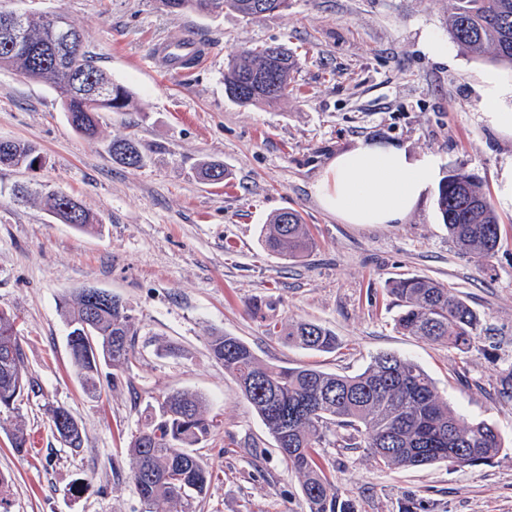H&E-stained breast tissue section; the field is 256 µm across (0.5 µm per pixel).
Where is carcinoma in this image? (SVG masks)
<instances>
[{"mask_svg": "<svg viewBox=\"0 0 512 512\" xmlns=\"http://www.w3.org/2000/svg\"><path fill=\"white\" fill-rule=\"evenodd\" d=\"M170 11L219 14L231 8L245 17L271 14L288 7V0H160ZM57 13H23L22 35L5 39L8 14L0 11V70L49 84L60 98L70 125L82 135H98L103 112H122L133 104L131 93L99 70L87 50L86 35L70 25V43L59 42ZM452 38L465 50L512 65V0H456L450 20ZM295 61L288 49L265 46L244 49L224 70V88L241 104L274 102L288 94ZM112 160L131 168L144 165L141 145L132 139L108 145ZM46 157L35 146L0 140V165L31 171ZM198 174L212 183L224 181V164L204 161ZM448 235L462 250L480 259L490 257L499 239V220L477 179L453 171L440 182L436 199ZM45 204L56 219L85 230L99 223L81 201L61 190L45 193ZM266 246L287 258L312 248L307 225L296 211L273 214L264 225ZM389 293L399 302V329L412 336L442 341L460 353L472 346L480 318L461 297L431 278L412 276L392 281ZM82 289L64 301L67 345L80 385L88 394L101 393L120 382L118 372L135 357V322L116 296L96 305ZM16 317L0 310V415L14 413L16 402L32 384L17 339ZM267 330L301 349L330 352L336 336L306 320L284 324L271 319ZM211 356L224 366L272 436L275 448L302 478L308 512H351L339 501L336 484L319 460L318 448L339 444L364 446L384 467H422L448 462L476 466L502 449L498 430L485 421L464 423L440 398L427 372L417 363L391 353L375 356L355 376L315 367L269 365L237 336L211 334ZM108 366L112 372L103 373ZM49 420L71 447L83 444V431L64 407L48 410ZM219 424L209 415L205 399L174 391L158 401V410L128 448L130 473L147 505L160 502L175 512H196L194 503L211 482L212 472L195 448L210 440ZM344 433H339V430Z\"/></svg>", "mask_w": 512, "mask_h": 512, "instance_id": "1", "label": "carcinoma"}]
</instances>
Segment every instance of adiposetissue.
<instances>
[{
    "instance_id": "ef3b65f1",
    "label": "adipose tissue",
    "mask_w": 512,
    "mask_h": 512,
    "mask_svg": "<svg viewBox=\"0 0 512 512\" xmlns=\"http://www.w3.org/2000/svg\"><path fill=\"white\" fill-rule=\"evenodd\" d=\"M432 156L374 142L336 154L314 190L321 206L348 224H399L435 180Z\"/></svg>"
}]
</instances>
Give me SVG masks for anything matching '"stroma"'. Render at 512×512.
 <instances>
[{"mask_svg":"<svg viewBox=\"0 0 512 512\" xmlns=\"http://www.w3.org/2000/svg\"><path fill=\"white\" fill-rule=\"evenodd\" d=\"M455 0H288L246 19L171 12L159 0H0L29 12H59L88 36L96 65L134 97L102 113L99 135L72 129L55 91L0 70V140L34 144L43 168L0 166V308L34 379L17 408L30 438L10 443L0 422V495L8 512H146L127 448L149 404L186 389L222 420L202 449L212 481L197 512H307L288 467L236 382L208 351L212 333L241 338L265 363L354 376L374 356L419 364L465 422L495 426L503 448L478 466H378L367 449L320 451L353 512H512V206L500 190L512 172V137L486 122L488 76L512 83V66L465 51L448 31ZM436 36L448 56L429 55ZM192 39L191 68L165 71L151 59L160 42ZM282 43L296 67L293 90L273 103L241 104L224 91L232 54ZM141 142L140 168L114 162V138ZM393 142L433 155L440 175L477 177L500 220L486 262L448 236L436 188L403 223L347 224L319 203L314 186L340 152ZM204 159L223 162L222 183L201 181ZM37 196L18 202L14 186ZM61 189L102 221L79 230L55 219L40 194ZM298 211L315 239L296 260L269 251L262 227ZM425 276L448 285L482 320L465 354L403 334L387 281ZM88 287L123 300L135 320V357L116 387L88 396L71 365L61 304ZM310 320L331 329L334 352L315 353L270 336L264 317ZM67 408L83 430L64 445L46 415ZM82 492H74L77 480Z\"/></svg>","mask_w":512,"mask_h":512,"instance_id":"obj_1","label":"stroma"}]
</instances>
